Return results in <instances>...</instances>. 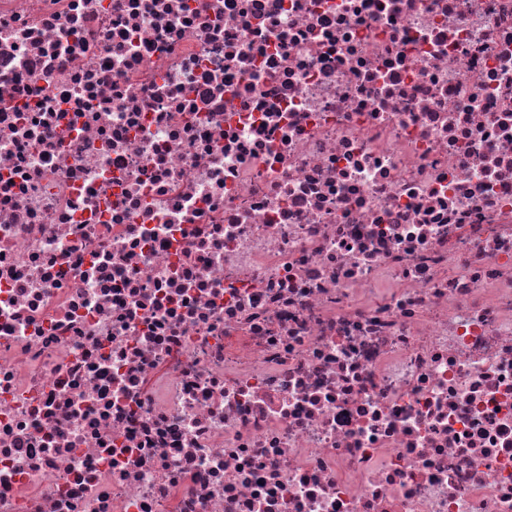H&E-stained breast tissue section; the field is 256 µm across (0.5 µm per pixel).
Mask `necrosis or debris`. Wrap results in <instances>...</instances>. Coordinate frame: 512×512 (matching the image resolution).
<instances>
[{
  "mask_svg": "<svg viewBox=\"0 0 512 512\" xmlns=\"http://www.w3.org/2000/svg\"><path fill=\"white\" fill-rule=\"evenodd\" d=\"M0 512H512V0H0Z\"/></svg>",
  "mask_w": 512,
  "mask_h": 512,
  "instance_id": "1",
  "label": "necrosis or debris"
}]
</instances>
